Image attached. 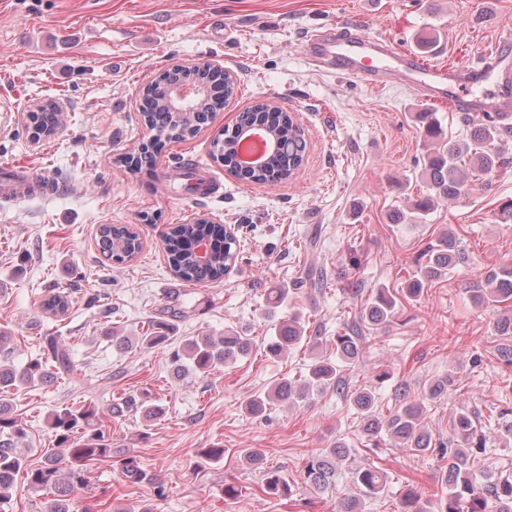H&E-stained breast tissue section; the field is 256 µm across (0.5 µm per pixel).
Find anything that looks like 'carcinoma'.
Listing matches in <instances>:
<instances>
[{"instance_id": "obj_1", "label": "carcinoma", "mask_w": 512, "mask_h": 512, "mask_svg": "<svg viewBox=\"0 0 512 512\" xmlns=\"http://www.w3.org/2000/svg\"><path fill=\"white\" fill-rule=\"evenodd\" d=\"M175 78L201 79L213 89L206 102L181 119L163 105L164 88ZM234 94V89L224 86L223 74L218 71L189 68L162 71L154 84L142 91L140 103L142 121L154 132L153 139L137 153L121 157V162L132 170L145 164L155 165L162 147L194 137L209 122L211 114L223 110ZM419 118L427 141L421 163V177L427 192L411 204L415 219L422 220L439 203L458 198L474 175L489 174L512 165V153L502 145L512 138V113L461 116V122L469 129V139L463 144L443 133L437 113L421 112ZM59 122L60 112L53 104L41 106L29 117L30 129L38 137L53 135ZM255 126L275 134L277 149L264 168L254 171L238 166L236 139L240 131ZM307 150L304 133L289 112L256 103L238 113L232 129H224L215 137L212 156L235 177L265 184L293 177L303 165ZM200 240L207 241L210 249V257L205 262L195 255V245ZM234 244L235 240L225 234L224 225L205 220L174 224L162 240L173 276L192 285L223 280L231 262L236 260ZM96 246L105 257L121 263L132 260L142 249L139 234L124 224L100 225ZM467 260L468 254L457 243L455 235L441 234L420 254L416 272L401 288L405 302L411 304L419 300L433 282ZM327 284L323 270L311 268L301 280L267 289L265 314L274 320V335L265 340L264 352L279 359L303 346L310 350V363L298 379H280L250 399L245 404L246 413L260 416L275 402L294 405L332 389L356 411L363 437L373 447L388 441L415 456H431L437 460L438 482L445 485L437 493V509L429 507L419 485L410 484L401 493V512H512V472L507 474L490 466L482 470L474 467L476 456L488 453V430L492 425L500 427L499 439L512 438V425L507 422L512 408L506 406L484 417L480 410L471 407L468 392L458 385L457 375L450 371L423 387L422 392V398L430 400H437L450 391L458 395L460 406L452 417L453 434L448 439L434 436L423 424L421 398L410 395L403 382L394 389V406L382 411L373 383L353 388L344 371L358 361L367 333L385 329L398 319L397 300L390 289H377L358 313L336 330L333 359L317 352L320 337L300 314L277 318L279 309L285 307L298 290L305 286L323 289ZM466 292L473 304L496 310L493 327L500 342L492 355L498 366L512 367V264L495 265L482 272L476 284ZM70 303V292L57 287L45 295L41 308L59 317L69 310ZM172 332V315L161 311L145 323L141 335L132 338L113 330L108 339L118 350L134 344L156 348L166 346ZM45 340L46 347L39 357L17 365L12 360L14 338L0 329V505L9 499L16 477L23 473L30 486L51 495L44 512H72L73 489L84 484L86 466L92 462L116 461L130 485L141 483L145 471L134 456L121 455L114 459L110 428L97 419L96 408L92 405L65 407L50 417L54 448L44 454L41 464L29 465L25 456L17 451V444L27 436V428L10 402L11 391L22 385L49 387L57 382L60 372L74 371L70 349L54 336H47ZM252 344L251 337L234 329L225 330L222 336H191L173 352L172 364L178 372L188 366L205 377L247 356ZM128 413L153 420L162 414V409L144 397L129 395L111 409L115 419ZM343 466L347 467L359 493L336 497V512H364L365 501L386 492L387 477L375 466H351V448L343 441L307 459L300 472L301 483L318 493H329L336 489V470ZM260 489L288 498L293 496L291 484L272 468L263 472Z\"/></svg>"}]
</instances>
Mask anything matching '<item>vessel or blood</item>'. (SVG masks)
<instances>
[{
    "label": "vessel or blood",
    "instance_id": "b4317fda",
    "mask_svg": "<svg viewBox=\"0 0 512 512\" xmlns=\"http://www.w3.org/2000/svg\"><path fill=\"white\" fill-rule=\"evenodd\" d=\"M309 59L318 67L377 88L393 82L410 89L419 99L448 106L455 113L481 115L512 113V27L499 26L495 48L483 61L463 66L432 64L396 46L392 38L370 36L330 24L311 34L304 43ZM492 85L488 95L474 94V87ZM15 192L50 193L51 179L17 167Z\"/></svg>",
    "mask_w": 512,
    "mask_h": 512
}]
</instances>
